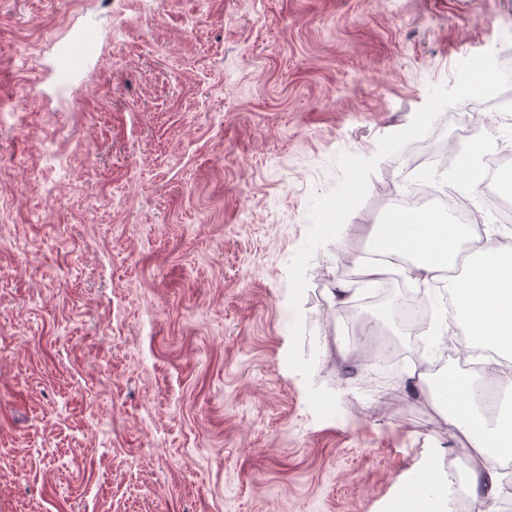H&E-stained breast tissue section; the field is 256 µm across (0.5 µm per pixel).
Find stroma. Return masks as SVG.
Here are the masks:
<instances>
[{
    "instance_id": "stroma-1",
    "label": "stroma",
    "mask_w": 512,
    "mask_h": 512,
    "mask_svg": "<svg viewBox=\"0 0 512 512\" xmlns=\"http://www.w3.org/2000/svg\"><path fill=\"white\" fill-rule=\"evenodd\" d=\"M488 50L512 0H0V512H394L440 473L461 443L405 372L359 410L332 296L398 156L308 266V382L288 267L335 158ZM473 117L512 140L489 100L442 127Z\"/></svg>"
}]
</instances>
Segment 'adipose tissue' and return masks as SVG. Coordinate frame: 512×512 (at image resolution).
<instances>
[{"label":"adipose tissue","mask_w":512,"mask_h":512,"mask_svg":"<svg viewBox=\"0 0 512 512\" xmlns=\"http://www.w3.org/2000/svg\"><path fill=\"white\" fill-rule=\"evenodd\" d=\"M496 225L485 227L480 248L482 261L463 256L467 239L463 226L441 223L432 213L419 215L417 223L398 220L376 225L373 237L384 240L398 253L415 254L407 276L428 280L448 273V291L457 313L466 322L480 345L495 353L486 370L503 376L501 357L512 354V262H505L497 244ZM442 418L449 432L462 439L482 494L475 502L476 512H493L503 491L496 453L512 454V415L486 420L479 403L478 387L467 377L448 378V397Z\"/></svg>","instance_id":"1"}]
</instances>
